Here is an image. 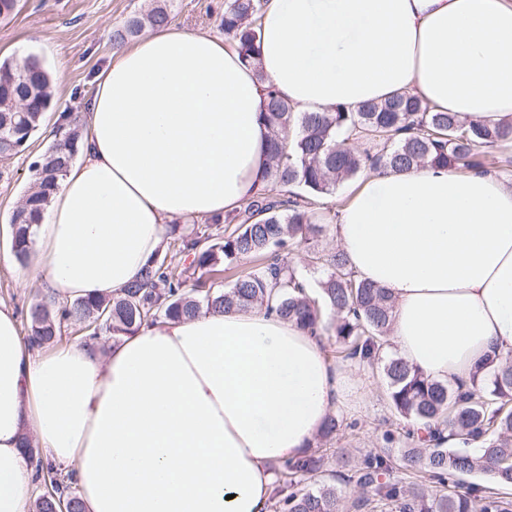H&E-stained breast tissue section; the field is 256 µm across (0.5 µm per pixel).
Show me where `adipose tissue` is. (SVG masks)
Segmentation results:
<instances>
[{"label": "adipose tissue", "mask_w": 512, "mask_h": 512, "mask_svg": "<svg viewBox=\"0 0 512 512\" xmlns=\"http://www.w3.org/2000/svg\"><path fill=\"white\" fill-rule=\"evenodd\" d=\"M269 85L299 112L406 91L512 129V0H268L255 69L223 37L173 24L113 51L81 159L33 227L52 297L117 292L168 224L256 193ZM336 238L360 279L390 291V340L410 366L459 384L489 351L512 352L511 181L376 173ZM356 391L321 337L262 309L36 352L0 306V512H33L28 435L73 469L86 512H269L274 466Z\"/></svg>", "instance_id": "ef3b65f1"}]
</instances>
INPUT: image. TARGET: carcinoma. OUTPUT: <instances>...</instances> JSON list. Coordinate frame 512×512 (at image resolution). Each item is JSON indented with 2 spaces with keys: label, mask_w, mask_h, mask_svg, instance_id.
Masks as SVG:
<instances>
[{
  "label": "carcinoma",
  "mask_w": 512,
  "mask_h": 512,
  "mask_svg": "<svg viewBox=\"0 0 512 512\" xmlns=\"http://www.w3.org/2000/svg\"><path fill=\"white\" fill-rule=\"evenodd\" d=\"M266 0H224L219 27L241 58L253 64L260 54V19ZM171 22L164 5L133 15L112 32L116 47L126 45L149 26ZM54 79L42 60L29 55L0 64V158L8 159L29 146L53 105ZM262 118L270 129L269 166L265 184L240 209L214 216L205 227L169 225L162 247L139 276L111 297H86L55 307L41 301L31 307L30 346L40 347L65 328L92 327L91 338L117 342L145 324L191 318L203 312L265 308L313 335L332 329L343 358L371 369L386 381L391 411L416 428L406 431L414 447L404 449L402 467L421 479L409 487L385 476L394 461L389 450L366 454L356 470L366 490L349 501L334 485L304 488L324 465L308 451L277 468L272 501L279 512H356L392 505L395 512H512L506 500L475 483L449 490L461 475L485 476L500 487L512 486V354L490 356L484 373H475L468 387H450L409 366L385 357L391 318L387 289L358 279L347 259L336 251L324 259L328 273L310 284L288 262L293 240L336 223L325 205L336 188L366 170L408 171L430 164L457 172H484L478 147H495L509 133L486 124H461L451 112H435L410 93H396L352 111L298 112L276 89H265ZM64 132L33 163V187L13 210L9 226L12 250L25 264L34 254L33 225L39 223L80 153L81 132L71 113L59 117ZM179 261H173V258ZM252 265L237 270L238 262ZM231 272L228 285L207 278ZM199 291L186 289L189 281ZM332 314L334 322L327 320ZM344 422L335 414L322 424L320 436L332 438ZM463 447L444 446L448 437ZM439 492L429 493V485ZM70 500L72 512H85L76 482L59 480L54 496L36 499V512H54L57 500Z\"/></svg>",
  "instance_id": "cac0c4a2"
}]
</instances>
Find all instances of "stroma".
Returning a JSON list of instances; mask_svg holds the SVG:
<instances>
[{
    "label": "stroma",
    "instance_id": "obj_1",
    "mask_svg": "<svg viewBox=\"0 0 512 512\" xmlns=\"http://www.w3.org/2000/svg\"><path fill=\"white\" fill-rule=\"evenodd\" d=\"M153 4L154 0H19L14 13L0 20V62L34 54L55 78L53 107L42 129L24 152L0 161V304L13 309L22 336L31 333L30 307L43 301L45 294L35 262L20 265L11 251V213L32 184V162L56 140L54 127L59 113L77 117L84 112L95 91L94 79L113 51V29ZM166 5L173 24L195 34H219L224 0H166ZM337 247L335 229L329 226L310 242L295 243L288 259L315 285L326 269L307 264L306 253L327 254ZM353 374L360 396L337 411L348 422V429L332 441L313 442L314 449L329 459L317 481L336 485L350 500L357 499L362 490L350 481V469L336 465L337 452L346 453L349 460H360L368 451L383 447V435L388 431L397 434V447H405L401 434L407 427L386 402V382L380 371L357 367Z\"/></svg>",
    "mask_w": 512,
    "mask_h": 512
}]
</instances>
